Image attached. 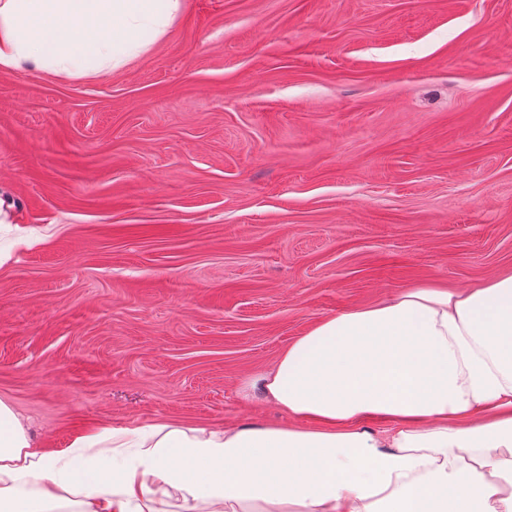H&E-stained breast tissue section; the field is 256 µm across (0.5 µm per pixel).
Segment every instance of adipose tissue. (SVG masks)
Instances as JSON below:
<instances>
[{
	"label": "adipose tissue",
	"instance_id": "1",
	"mask_svg": "<svg viewBox=\"0 0 512 512\" xmlns=\"http://www.w3.org/2000/svg\"><path fill=\"white\" fill-rule=\"evenodd\" d=\"M180 3L0 0V71L116 69ZM257 393L287 425L103 428L60 450L0 400V512H512V273L323 318Z\"/></svg>",
	"mask_w": 512,
	"mask_h": 512
}]
</instances>
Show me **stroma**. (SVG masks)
<instances>
[{
    "label": "stroma",
    "instance_id": "stroma-1",
    "mask_svg": "<svg viewBox=\"0 0 512 512\" xmlns=\"http://www.w3.org/2000/svg\"><path fill=\"white\" fill-rule=\"evenodd\" d=\"M512 270V0H183L127 67L0 71V400L43 448L284 425L318 320Z\"/></svg>",
    "mask_w": 512,
    "mask_h": 512
}]
</instances>
